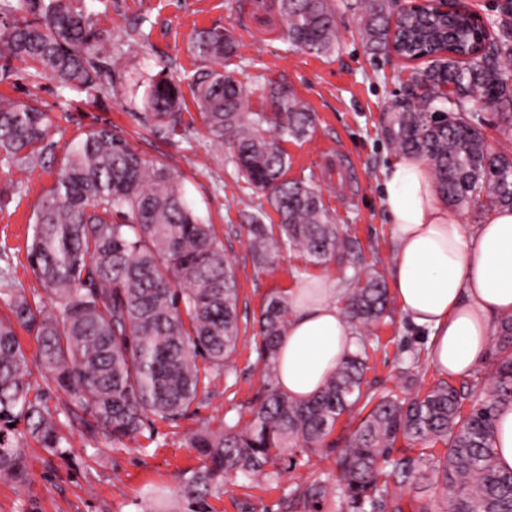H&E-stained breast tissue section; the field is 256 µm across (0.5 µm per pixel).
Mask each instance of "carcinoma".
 Returning <instances> with one entry per match:
<instances>
[{
	"instance_id": "carcinoma-1",
	"label": "carcinoma",
	"mask_w": 512,
	"mask_h": 512,
	"mask_svg": "<svg viewBox=\"0 0 512 512\" xmlns=\"http://www.w3.org/2000/svg\"><path fill=\"white\" fill-rule=\"evenodd\" d=\"M357 9L367 49L385 50L393 0H359ZM278 12L289 47L336 52L335 0H278ZM489 24L493 35L483 41L466 12L406 15L401 53L431 59L413 71V99L390 104L379 121L395 153L427 162L437 192L456 210L512 208V152L488 145L473 98L484 92L512 132V8ZM193 51L213 64L191 77L211 141L229 146L238 175L279 218L272 226L261 211L245 215L255 258L295 251L314 264L346 262L345 314L359 327L382 323L391 310L383 276L360 267L358 239L335 224L321 191L285 178L280 143L308 137L312 112L282 84L269 91L273 112L249 111L244 86L224 73V58L235 51L224 31L198 32ZM12 59L30 62L33 78L76 91L103 94L121 82L85 0H0V82L12 77ZM182 106L179 82L162 71L149 79L138 119L157 137H183ZM52 127L40 106L0 97V165L32 172L56 160ZM58 164L33 210L27 253L42 291L27 293L11 267H0L10 311L0 317V477L17 484L28 480V439L51 456L67 453L65 420L121 444L158 420L182 419L209 377L228 372L240 339L234 267L176 170L141 155L110 125L90 129ZM289 313L282 294L261 309L265 395L251 419L196 431L191 447L201 464L185 477L176 507L151 512H211L208 498L220 494L224 478L260 472L284 448L290 468L309 465L317 452L336 453V481L352 512H405L404 492L422 482L431 495L413 499L412 512H512V472L501 471L492 448L496 411L512 405V314L495 336L485 402L449 380L405 397L371 393L363 389V342L299 402L280 390L276 363ZM17 325L35 335L43 386L31 380ZM54 389L67 397L56 409L48 404ZM358 405L366 415L357 426L326 444L338 418ZM325 496L317 475L294 490L289 507L322 512Z\"/></svg>"
}]
</instances>
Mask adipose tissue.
Returning a JSON list of instances; mask_svg holds the SVG:
<instances>
[{
  "label": "adipose tissue",
  "instance_id": "adipose-tissue-1",
  "mask_svg": "<svg viewBox=\"0 0 512 512\" xmlns=\"http://www.w3.org/2000/svg\"><path fill=\"white\" fill-rule=\"evenodd\" d=\"M381 205L393 226L391 280L401 312L430 330L429 355L442 373L470 376L485 360L494 328L512 313V210L461 223L439 197L430 167L405 157L387 168ZM288 301L280 389L304 401L354 350L356 331L329 278L313 292L296 288Z\"/></svg>",
  "mask_w": 512,
  "mask_h": 512
}]
</instances>
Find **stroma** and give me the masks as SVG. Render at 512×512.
<instances>
[{"mask_svg": "<svg viewBox=\"0 0 512 512\" xmlns=\"http://www.w3.org/2000/svg\"><path fill=\"white\" fill-rule=\"evenodd\" d=\"M339 46L334 55L315 56L289 48L271 0H86L98 26L113 44L123 45L113 55L112 68L124 79L116 93L90 96L60 88L55 82L32 80L29 67L13 61L9 83H0V95L16 100L37 99L54 117V139L59 150L102 124L117 127L131 146L150 158L163 159L183 177L194 207L211 218L232 261L240 288L238 306L245 335L233 356V370L212 378L209 394L199 395L178 422L156 421L152 435L122 445L103 435H91L82 426H62L71 448L66 457H53L36 444L27 446L29 480L20 486L0 479V512H142L152 493L176 494L199 455L190 445L201 427L219 428L224 421L250 417L263 393L261 338L254 326L264 300L273 293L288 295L307 281L329 277L344 290L336 261L315 265L297 252L280 253L267 264L246 247L244 213L264 210V221L278 216L265 196L248 187L237 174L228 148L210 137L189 88L201 67L191 42L196 32L221 28L236 40L225 71L245 87L247 104L256 112L269 111V89L284 84L316 115L311 138L288 140L282 147L289 157L287 179L310 180L337 224L355 236L364 265L390 277L394 257L392 226L380 204L384 171L394 154L384 142L378 117L394 95L401 93L408 68L402 60L367 51L360 34L355 0H335ZM140 27L142 40L131 43L127 34ZM178 79L183 87L185 138L163 140L138 122L144 90L133 78L159 72ZM340 147L352 167L340 170L323 149ZM56 165L21 173L0 166V250L6 251L15 276L25 289L39 288L27 260L26 243L35 204L56 178ZM356 184L352 204L341 200L349 184ZM373 336L382 347L369 360L364 381L369 391L404 395L433 384L441 376L428 353L427 333L407 322L401 311L376 326ZM421 351L424 377L408 380L399 362L406 348ZM335 456H315L307 466L280 465L271 480L262 474L241 475L228 482L221 495L210 498L212 512H289L288 496L312 472L335 468Z\"/></svg>", "mask_w": 512, "mask_h": 512, "instance_id": "1", "label": "stroma"}]
</instances>
